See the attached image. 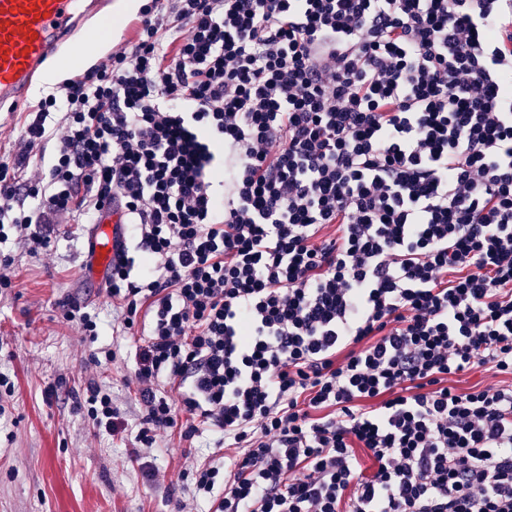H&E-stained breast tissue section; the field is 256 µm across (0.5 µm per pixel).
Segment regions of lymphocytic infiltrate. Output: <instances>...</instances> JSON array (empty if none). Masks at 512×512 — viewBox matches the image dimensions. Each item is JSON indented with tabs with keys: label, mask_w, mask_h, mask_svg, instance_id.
Wrapping results in <instances>:
<instances>
[{
	"label": "lymphocytic infiltrate",
	"mask_w": 512,
	"mask_h": 512,
	"mask_svg": "<svg viewBox=\"0 0 512 512\" xmlns=\"http://www.w3.org/2000/svg\"><path fill=\"white\" fill-rule=\"evenodd\" d=\"M20 143L0 244L125 212L94 427L215 434L209 512H512V384H448L512 376V0H153ZM500 380L509 381L508 377H494L492 371L479 368L460 376L451 377L449 384L457 387L459 390H467L477 383H480L482 386H486L497 384Z\"/></svg>",
	"instance_id": "f902f5d3"
}]
</instances>
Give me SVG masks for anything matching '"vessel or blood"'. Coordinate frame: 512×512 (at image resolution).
I'll list each match as a JSON object with an SVG mask.
<instances>
[{
  "label": "vessel or blood",
  "instance_id": "obj_1",
  "mask_svg": "<svg viewBox=\"0 0 512 512\" xmlns=\"http://www.w3.org/2000/svg\"><path fill=\"white\" fill-rule=\"evenodd\" d=\"M107 0H0V112L18 111L45 63ZM118 214L93 227V260L109 268L124 240Z\"/></svg>",
  "mask_w": 512,
  "mask_h": 512
}]
</instances>
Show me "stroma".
<instances>
[{"instance_id":"35a3bbf8","label":"stroma","mask_w":512,"mask_h":512,"mask_svg":"<svg viewBox=\"0 0 512 512\" xmlns=\"http://www.w3.org/2000/svg\"><path fill=\"white\" fill-rule=\"evenodd\" d=\"M120 2L112 0L108 12L117 28L71 72L130 51L137 12L120 10ZM89 233L86 226L58 224L54 247L36 255L0 245L14 259L15 282L0 291V373L15 385L0 414V512H175L183 497L180 472L224 454L209 448L212 434H204L203 447L188 448L178 433H161L151 460L162 480L153 483L126 439L94 428L76 410L75 394L93 380L110 389L126 421L138 412L136 388L127 382L134 340L122 338L120 356L103 371L90 362L81 327L64 317L63 302L89 303L99 314V345H111L112 305L102 281L80 274Z\"/></svg>"}]
</instances>
